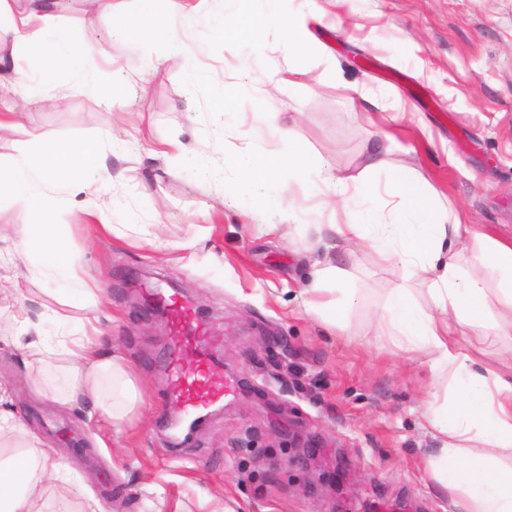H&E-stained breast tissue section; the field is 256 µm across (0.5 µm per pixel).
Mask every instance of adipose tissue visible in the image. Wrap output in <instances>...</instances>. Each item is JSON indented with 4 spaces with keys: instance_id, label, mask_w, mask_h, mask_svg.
<instances>
[{
    "instance_id": "ef3b65f1",
    "label": "adipose tissue",
    "mask_w": 512,
    "mask_h": 512,
    "mask_svg": "<svg viewBox=\"0 0 512 512\" xmlns=\"http://www.w3.org/2000/svg\"><path fill=\"white\" fill-rule=\"evenodd\" d=\"M280 3L224 0L217 32L256 44L264 30L279 28L289 42H298L296 24ZM58 11L57 0H0V35L11 36L15 49L30 50V68L47 86L59 72L83 69L82 52L74 48L69 30L55 21ZM197 22L190 14L171 21L148 7L127 19L122 30L161 39L181 59L189 81L197 83L204 73L184 51ZM41 141L30 135L9 162H0V191L33 215L23 241L28 273L64 280V287L49 291L53 304L43 315L68 331L52 347L31 335L29 319L14 314L0 330L18 353L33 394L63 406L90 401L99 418L119 433L133 427L144 399L130 362L103 349L100 316L108 302L93 289V276L52 221L53 213L69 207L76 195L85 209H93L99 191L112 183V172L88 143L64 146L57 164L47 159ZM394 143L392 134H383L370 162L355 175L334 174L293 142L279 155L256 146L225 155L217 174L200 157H189L187 163L200 178L219 175L225 191L247 196L255 211L282 207L294 185L325 207L340 195V217L317 225V233L326 235L333 249L371 245L396 272L377 326L405 353L427 356L434 376L448 378L447 402L440 409L428 408L427 419L443 438L433 470L450 494L451 512H512V466L501 465L498 458L512 453V368L497 372L483 367L460 341L467 329L477 327L483 335L500 337L501 358L512 355V239L440 209L421 173L396 172L386 187H378L371 175L385 166ZM57 181L68 185V195L48 194V186ZM346 278L331 262H316L308 288L314 299L306 304L340 331L357 298L356 289L345 287ZM325 293L330 296L326 302L321 299ZM56 371L63 373L64 385L54 384ZM68 470L63 457L29 435L13 412L0 408V512H101L86 503L83 489L68 483Z\"/></svg>"
}]
</instances>
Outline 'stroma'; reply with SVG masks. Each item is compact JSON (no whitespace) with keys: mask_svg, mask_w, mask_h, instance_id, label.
<instances>
[{"mask_svg":"<svg viewBox=\"0 0 512 512\" xmlns=\"http://www.w3.org/2000/svg\"><path fill=\"white\" fill-rule=\"evenodd\" d=\"M115 13L91 17L88 0H67L59 24L96 72L93 90L61 77L46 88L27 79L22 99L0 93V114L19 129L0 140V157L27 132L47 144L84 141L112 167L111 189L94 212L60 211L68 244L112 304L102 321L113 350L130 359L146 397L138 430L117 433L31 393L12 348L0 344V381L27 429L70 464L71 481L104 512H378L412 504L415 512H450L447 490L429 460L440 441L424 418L445 382H434L425 357L399 350L372 328L394 286L392 271L367 246L337 264L357 288L348 331L307 313L304 292L316 257L302 234L260 233L282 211L243 215L219 182H204L164 153L193 155L217 140L243 147L258 133L281 152L279 128L297 113L293 136L332 170L358 173L395 112L410 109V135L388 154V171L421 172L442 202L466 223L512 238V0H349L326 6L313 27L319 46L290 93L270 82L299 48L267 30L260 43L227 40L210 27L224 0H157L158 12L196 9L189 51L206 70L189 83L160 40L122 36L140 0H115ZM147 93H139L140 84ZM226 88L227 102L214 95ZM124 98L108 111L106 95ZM236 118L228 122L225 112ZM113 230L98 233L97 225ZM159 237L155 249L148 238ZM192 240L189 249L181 248ZM189 293L221 327L224 367L244 397H230L188 446L169 447L162 419L170 404L165 374L169 333L134 302L130 290ZM291 351L281 357L277 338ZM256 441H249V434Z\"/></svg>","mask_w":512,"mask_h":512,"instance_id":"1","label":"stroma"}]
</instances>
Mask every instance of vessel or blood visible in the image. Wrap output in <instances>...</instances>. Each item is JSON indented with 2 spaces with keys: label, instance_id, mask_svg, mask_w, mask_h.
<instances>
[{
  "label": "vessel or blood",
  "instance_id": "1",
  "mask_svg": "<svg viewBox=\"0 0 512 512\" xmlns=\"http://www.w3.org/2000/svg\"><path fill=\"white\" fill-rule=\"evenodd\" d=\"M171 352L178 355L190 350L195 354L192 366L170 368L171 400L180 414L190 417L201 408L232 395L237 384L229 377L213 341L215 329L199 321L192 311L170 302Z\"/></svg>",
  "mask_w": 512,
  "mask_h": 512
}]
</instances>
